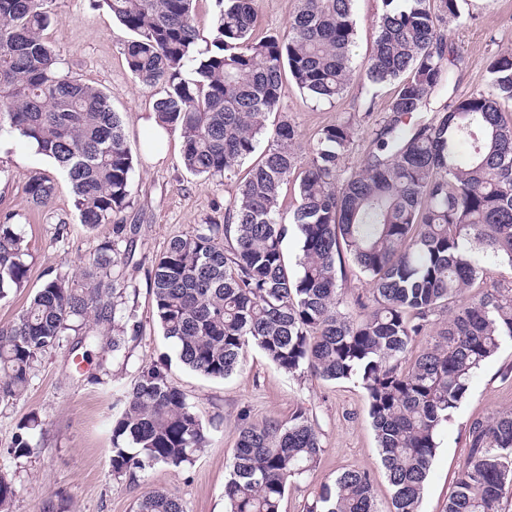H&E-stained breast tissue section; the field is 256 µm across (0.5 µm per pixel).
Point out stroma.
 <instances>
[{
    "instance_id": "1",
    "label": "stroma",
    "mask_w": 512,
    "mask_h": 512,
    "mask_svg": "<svg viewBox=\"0 0 512 512\" xmlns=\"http://www.w3.org/2000/svg\"><path fill=\"white\" fill-rule=\"evenodd\" d=\"M459 18L444 17L439 29L448 45L462 56L455 72L459 92L487 88L493 57L512 52V0H457ZM56 20L46 38L60 51L66 68L83 82L112 98L119 112L133 158V204L124 213L134 246L119 270L126 286V306L138 328L126 332L121 352L100 343L66 337L35 362L27 392L20 401L0 400V477L17 490L10 512H134L145 492H175L185 512H224L228 463L243 420H288L305 409L319 433L324 452L314 474L290 487L281 512H304L321 483L332 482L346 468L369 470L379 512H387L391 490L380 464L378 443L367 412L366 398L356 383L328 382L304 373L289 375L256 346L243 352L240 370L225 379L204 377L185 367L173 344L157 325L152 311L150 271L178 236L200 225L223 223L224 208L243 182L248 165L235 176L205 178L182 164L178 133H168L160 147L148 144L155 91L141 84L127 67L123 43L127 32L113 18L104 0H54ZM382 0H354L356 61L368 56ZM394 88L373 87L355 79L335 105L304 96L292 80H284L281 110L305 139L340 118L352 121L354 138L344 160L346 170L361 166L371 147L372 132L389 117ZM372 110H365V101ZM41 172L55 183L51 208H34L25 193L30 175ZM13 221L30 244L28 282L0 301V326L14 321L46 279L48 270L78 274L99 248L113 240L111 225L81 224L71 185L56 163L9 135L0 136V213ZM157 364L186 396L208 426L206 448L194 461L174 469L158 465L137 480L114 477L111 471L112 421L123 396L141 367ZM512 409V344H504L472 377L469 389L445 427L423 492L421 512H443L455 490L457 473L469 451L468 426L477 418ZM41 424L29 431L27 455L10 448L19 425L29 415Z\"/></svg>"
}]
</instances>
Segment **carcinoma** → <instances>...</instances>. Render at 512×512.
Masks as SVG:
<instances>
[{"label": "carcinoma", "mask_w": 512, "mask_h": 512, "mask_svg": "<svg viewBox=\"0 0 512 512\" xmlns=\"http://www.w3.org/2000/svg\"><path fill=\"white\" fill-rule=\"evenodd\" d=\"M53 0H0V133L53 159L66 174L81 223L126 225L133 158L110 96L64 66L44 32ZM195 0H106L133 35L124 44L138 81L160 87L155 122L179 132L182 163L198 176L235 173L267 146L227 202L224 223L176 237L153 268V315L179 360L225 379L257 346L288 374L355 380L364 391L380 462L392 489L389 512H420L425 483L452 412L473 374L512 342V285L483 293L480 256L512 268V53L489 65L490 86L455 94L447 46L430 0H383L372 51L354 66V0H298L282 37H254L258 0H219L214 37L197 51ZM396 85L390 119L375 130L361 166L341 177L352 123L324 126L298 169L301 133L279 111L283 77L312 101L332 105L355 73ZM448 104L431 108L434 96ZM430 112L429 118L422 113ZM297 186L292 224L301 253L288 272L281 194ZM30 203L47 209L53 180L31 175ZM13 215L0 217V301L25 287L29 246ZM363 273L366 294L344 305L345 262ZM115 242L102 244L80 277L51 272L15 320L0 328V398L20 400L38 357L94 316L121 348L118 299L125 285ZM448 325L415 357L431 316ZM112 422V475L156 465L179 468L207 444V427L157 366L141 368ZM469 453L444 512H502L512 495V409L470 423ZM323 453L303 409L287 421L239 428L224 486L225 512H281L286 489L314 472ZM137 512H184L171 491L149 490ZM306 512H377L371 474L346 469L322 485Z\"/></svg>", "instance_id": "carcinoma-1"}]
</instances>
